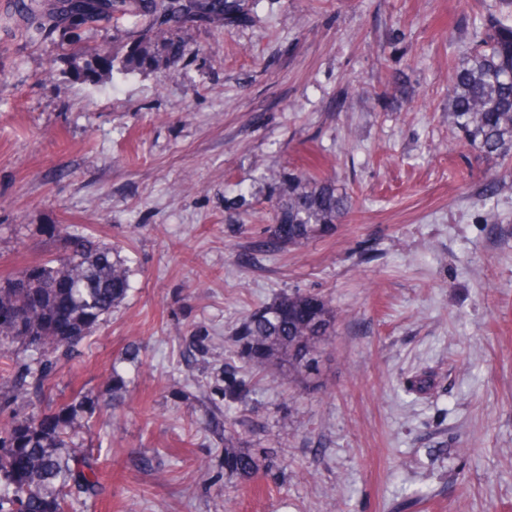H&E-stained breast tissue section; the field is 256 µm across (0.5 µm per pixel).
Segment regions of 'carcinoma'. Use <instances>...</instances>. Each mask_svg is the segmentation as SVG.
I'll use <instances>...</instances> for the list:
<instances>
[{"label":"carcinoma","mask_w":512,"mask_h":512,"mask_svg":"<svg viewBox=\"0 0 512 512\" xmlns=\"http://www.w3.org/2000/svg\"><path fill=\"white\" fill-rule=\"evenodd\" d=\"M245 0H58L40 12L38 0L26 9L34 13L30 30L46 37L61 26L101 21L131 22L127 29L130 55L121 66L107 49L83 55L90 71L125 70L157 61L159 51L176 48L169 63H178L187 47L176 34L190 23L226 22L240 12ZM506 14L485 25L483 36L467 62L453 72L448 126L479 153L500 159L512 152V0ZM277 221L288 225V238L271 228L276 246H300L346 219L352 196L328 180L301 171L288 179V197L276 201ZM129 270L114 257L112 247L79 233L69 235L66 256L56 264L30 267L22 276L0 279V359L19 346L31 353L30 363L15 378L21 396L45 389L53 361L64 347L74 350L125 298ZM336 311L321 298L295 294L249 314L237 343L242 358L260 366L275 383L286 387L306 383L316 356L331 335ZM246 381L229 371L224 375V400L244 398ZM83 401L73 400L52 415L31 402L23 417L0 422V512H65L66 496L88 493L98 483L93 460L79 455L72 427ZM224 462L229 474L249 477L256 458L240 447L238 431L224 421Z\"/></svg>","instance_id":"1"}]
</instances>
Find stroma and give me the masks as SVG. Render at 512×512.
Instances as JSON below:
<instances>
[{"instance_id": "stroma-1", "label": "stroma", "mask_w": 512, "mask_h": 512, "mask_svg": "<svg viewBox=\"0 0 512 512\" xmlns=\"http://www.w3.org/2000/svg\"><path fill=\"white\" fill-rule=\"evenodd\" d=\"M499 8L248 0L183 28L177 64L93 78L0 8V276L63 258L69 232L130 270L41 398L90 406L74 426L101 482L70 512H512V160L448 127ZM302 168L356 208L277 249L271 205ZM290 294L336 310L318 377L252 366L227 404L236 332ZM228 416L275 466L225 471Z\"/></svg>"}]
</instances>
